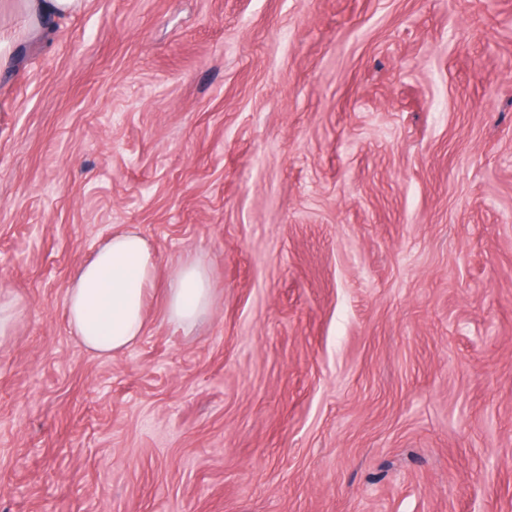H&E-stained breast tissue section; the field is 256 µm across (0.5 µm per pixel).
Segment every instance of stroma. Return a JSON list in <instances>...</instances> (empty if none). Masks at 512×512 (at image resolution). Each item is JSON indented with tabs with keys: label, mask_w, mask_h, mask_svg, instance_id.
Wrapping results in <instances>:
<instances>
[{
	"label": "stroma",
	"mask_w": 512,
	"mask_h": 512,
	"mask_svg": "<svg viewBox=\"0 0 512 512\" xmlns=\"http://www.w3.org/2000/svg\"><path fill=\"white\" fill-rule=\"evenodd\" d=\"M0 37V512H512V0H0ZM120 225L157 283L103 359L65 290ZM28 14L37 25L41 21L62 17L76 10L80 0H26ZM212 288L209 278L196 263L179 266L165 288V316L178 327L194 324L209 309Z\"/></svg>",
	"instance_id": "35a3bbf8"
}]
</instances>
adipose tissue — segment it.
<instances>
[{
	"label": "adipose tissue",
	"mask_w": 512,
	"mask_h": 512,
	"mask_svg": "<svg viewBox=\"0 0 512 512\" xmlns=\"http://www.w3.org/2000/svg\"><path fill=\"white\" fill-rule=\"evenodd\" d=\"M157 267L152 245L130 227L115 229L95 255L77 267L65 307L72 333L87 350L109 359L141 340ZM211 293L204 269L182 264L165 290L167 321L178 327L194 324L208 311Z\"/></svg>",
	"instance_id": "ef3b65f1"
}]
</instances>
